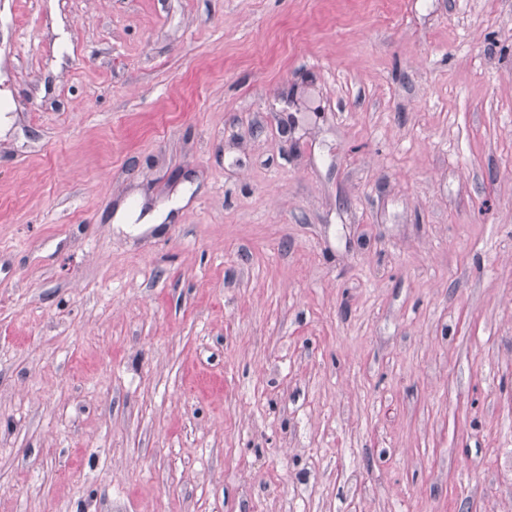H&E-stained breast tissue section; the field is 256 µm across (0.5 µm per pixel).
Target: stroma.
<instances>
[{
    "mask_svg": "<svg viewBox=\"0 0 512 512\" xmlns=\"http://www.w3.org/2000/svg\"><path fill=\"white\" fill-rule=\"evenodd\" d=\"M0 115V512H512V0H0Z\"/></svg>",
    "mask_w": 512,
    "mask_h": 512,
    "instance_id": "stroma-1",
    "label": "stroma"
}]
</instances>
